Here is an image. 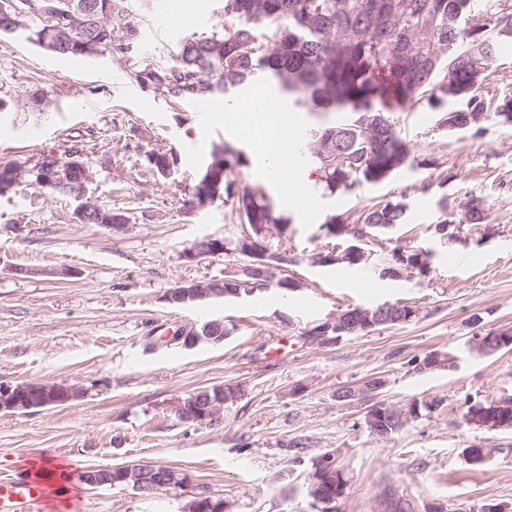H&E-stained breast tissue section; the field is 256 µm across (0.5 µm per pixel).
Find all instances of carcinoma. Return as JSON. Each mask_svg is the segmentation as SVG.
<instances>
[{
	"instance_id": "obj_1",
	"label": "carcinoma",
	"mask_w": 512,
	"mask_h": 512,
	"mask_svg": "<svg viewBox=\"0 0 512 512\" xmlns=\"http://www.w3.org/2000/svg\"><path fill=\"white\" fill-rule=\"evenodd\" d=\"M129 0H0V23L18 31L30 17L38 19L28 39L35 43L65 35L69 56L111 52L129 59L141 53L139 18ZM224 23L207 35L183 39L165 67L148 64L132 71L137 82L151 85L174 100L234 93L265 80L288 96L295 109L317 114L341 113L343 119L313 128L305 137L308 162L316 184L331 194L362 183H380L414 167L416 158L399 136L400 114L425 108L435 114L439 128L455 135L480 132L491 117L512 125V95L488 97L483 80L495 62L498 41L512 36V11L488 14L477 0H224ZM482 17L479 26L472 19ZM484 68L478 81L469 70L470 58ZM350 157L344 166L323 161L312 152L319 140ZM83 148L74 144L64 156L43 154L30 167L0 166V184L14 188L31 179L46 190L69 197L92 173L81 160ZM149 166L169 178L176 157L149 151ZM244 163L243 153L226 144L216 147L201 174L212 177L210 199L232 203L247 225L246 237H256L255 225L277 224L273 204L259 188L238 191L228 172ZM409 220L402 201L379 202L355 223L366 232L379 224L397 226ZM483 201L469 197L456 221L438 217L433 233L441 240L463 239L465 224H483ZM82 224H126L118 209L86 202ZM269 250L267 262L277 270L252 279L242 296L275 285L289 290L291 278L278 268L280 257ZM419 251L394 248L382 269L411 266L425 276L431 265L419 261ZM441 400L398 406L407 422L365 418L366 428L379 441L392 438L416 422L423 412L439 409ZM499 409L496 400L465 399L463 419L475 420Z\"/></svg>"
}]
</instances>
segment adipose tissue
<instances>
[{
    "mask_svg": "<svg viewBox=\"0 0 512 512\" xmlns=\"http://www.w3.org/2000/svg\"><path fill=\"white\" fill-rule=\"evenodd\" d=\"M224 126L246 136L270 175L282 183L290 181V174L281 165L292 148L287 113L268 110L260 97L254 96L225 107Z\"/></svg>",
    "mask_w": 512,
    "mask_h": 512,
    "instance_id": "1",
    "label": "adipose tissue"
}]
</instances>
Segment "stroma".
Instances as JSON below:
<instances>
[{
  "label": "stroma",
  "mask_w": 512,
  "mask_h": 512,
  "mask_svg": "<svg viewBox=\"0 0 512 512\" xmlns=\"http://www.w3.org/2000/svg\"><path fill=\"white\" fill-rule=\"evenodd\" d=\"M142 20L143 58L163 66L191 34L222 22V0H130ZM132 61L104 52L75 62L50 54L23 34L0 36V165L33 164L83 144L92 178L88 201L126 209L128 226L79 223L77 200L31 183L0 196V385L79 387L81 399L25 413H0V473L28 474L34 465L66 469L71 491L89 512H179L178 489L145 498L129 487L90 488L89 468L152 464L174 468L190 489L223 498L230 512H318L309 494L312 464L332 452L348 480L337 512H512V430L464 425L467 395L495 399L512 350L489 356L468 349L482 329L512 330V127L496 120L448 136L434 115H401L398 131L419 164L379 184L333 195L316 188L301 152L318 115L289 109L293 149L286 165L310 189L311 215L292 209L251 146L224 127L223 98L174 102L131 78ZM53 103L42 113L24 103L36 91ZM231 143L246 162L236 188L260 187L286 224L277 253L297 290L275 286L252 296L173 305L177 283L223 279L244 258L242 226L231 204L198 206L193 189L214 146ZM111 161L101 165L102 146ZM149 151L174 155L173 179L148 165ZM483 198L487 221L466 226L465 239H437L441 206L460 211L467 195ZM401 200L409 222L369 240L361 267L324 266L316 257L331 216L353 221L370 206ZM223 240L228 253L194 254L201 240ZM397 246L430 252L424 277L391 279L379 272ZM409 302L415 321L364 336L314 340V326L345 309ZM224 323L219 343L145 350L144 339L178 326ZM432 351L452 366L418 373L409 360ZM385 378L377 399L342 401L339 388ZM238 396L224 422L198 426L179 419L178 400L213 387ZM441 407L386 441L364 419L374 403L432 398ZM493 447L468 464L463 449Z\"/></svg>",
  "instance_id": "stroma-1"
}]
</instances>
